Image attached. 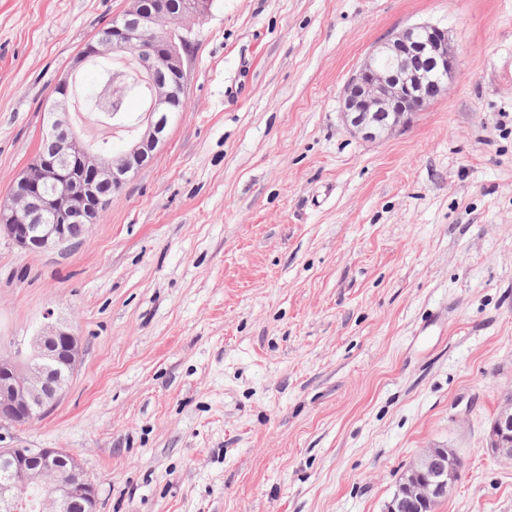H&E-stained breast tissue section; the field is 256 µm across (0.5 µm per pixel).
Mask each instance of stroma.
<instances>
[{
	"mask_svg": "<svg viewBox=\"0 0 512 512\" xmlns=\"http://www.w3.org/2000/svg\"><path fill=\"white\" fill-rule=\"evenodd\" d=\"M126 0H0V201L57 81L77 127L109 61L75 55ZM448 32L457 73L403 131L341 119L392 33ZM187 109L86 241L0 236V351L46 312L79 361L0 448L72 453L97 512H386L427 448L435 512H512L486 446L512 393V0H213ZM457 475L452 471V466H448V451L444 448H427L412 464L400 487L428 504L441 496L444 499L448 478H456Z\"/></svg>",
	"mask_w": 512,
	"mask_h": 512,
	"instance_id": "1",
	"label": "stroma"
}]
</instances>
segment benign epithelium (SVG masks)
<instances>
[{"mask_svg": "<svg viewBox=\"0 0 512 512\" xmlns=\"http://www.w3.org/2000/svg\"><path fill=\"white\" fill-rule=\"evenodd\" d=\"M211 0H189L178 19L162 4L146 7L129 0L112 20V41H91L79 52L72 69L110 52L127 53L138 78L149 90L146 127L139 140L116 160L93 152L73 130L70 77L62 78L49 103L47 133L63 145L56 154L31 159L17 177L10 203H0V235L25 252H41L71 244L70 230L96 224L106 199L99 185L109 182L119 192L145 168L163 144L166 115L180 111L187 71L184 45L193 21ZM456 71V58L445 30L430 24L403 29L379 43L349 77L342 97V118L365 140L385 139L401 131L445 90ZM126 83L116 75L104 89L103 102L118 108ZM80 354V338L48 312L30 336L28 347L0 357V418L28 424L51 410L69 385ZM492 422L487 447L512 460V396ZM0 464L9 476L0 482V512L22 510L21 491L34 488L35 512H95V488L75 457L59 448H0ZM448 452L427 448L412 464L401 489L428 504L443 496L448 478Z\"/></svg>", "mask_w": 512, "mask_h": 512, "instance_id": "7a95c632", "label": "benign epithelium"}]
</instances>
